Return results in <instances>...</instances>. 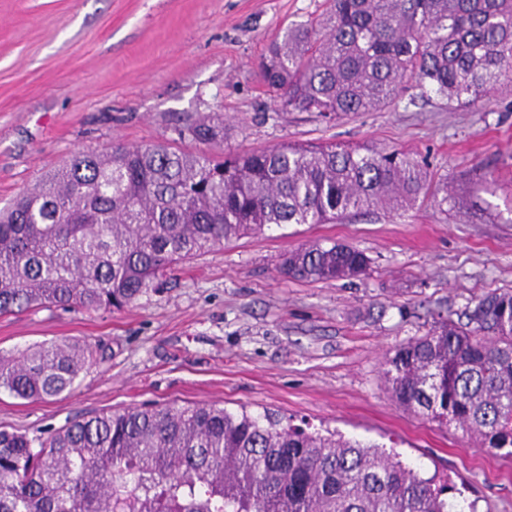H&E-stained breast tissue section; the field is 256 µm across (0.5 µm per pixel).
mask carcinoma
I'll list each match as a JSON object with an SVG mask.
<instances>
[{
	"label": "carcinoma",
	"instance_id": "cac0c4a2",
	"mask_svg": "<svg viewBox=\"0 0 512 512\" xmlns=\"http://www.w3.org/2000/svg\"><path fill=\"white\" fill-rule=\"evenodd\" d=\"M281 109L338 118L385 109L417 88L448 109L512 74V0H329L261 61ZM179 135L224 142L218 113ZM425 164L399 150L291 144L216 160L165 145L82 152L0 212V314L49 304L122 309L179 262L283 224H327L411 207ZM369 258L319 242L280 271L359 278ZM60 340L0 355V393L69 391L92 356ZM385 375L401 407L454 424L512 456V292L400 344ZM447 483L377 446L215 404L168 402L76 418L46 437L0 430V512H457Z\"/></svg>",
	"mask_w": 512,
	"mask_h": 512
}]
</instances>
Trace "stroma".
Returning <instances> with one entry per match:
<instances>
[{
  "label": "stroma",
  "mask_w": 512,
  "mask_h": 512,
  "mask_svg": "<svg viewBox=\"0 0 512 512\" xmlns=\"http://www.w3.org/2000/svg\"><path fill=\"white\" fill-rule=\"evenodd\" d=\"M326 0H0V207L78 152L180 138L186 118L224 116L221 153L282 144L399 149L447 179V211L420 195L406 212L288 224L177 265L121 310L33 307L0 315V351L56 339L92 344L73 391L0 394V428L43 436L71 420L169 401L292 419L384 445L445 474L460 505L512 512V457L399 406L385 380L395 346L512 292V91L442 108L411 90L392 107L333 122L281 109L259 62ZM345 243L362 278L306 282L278 270L304 244Z\"/></svg>",
  "instance_id": "35a3bbf8"
}]
</instances>
